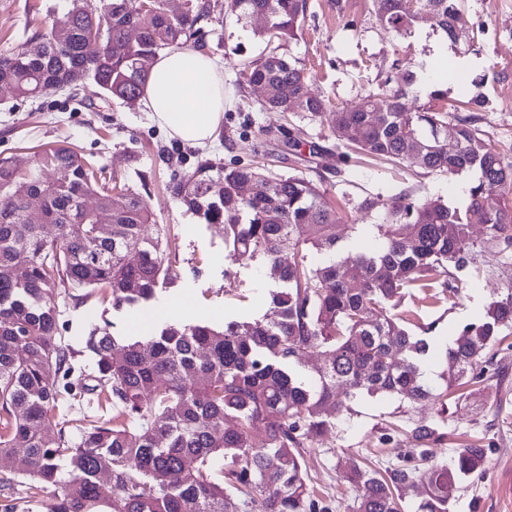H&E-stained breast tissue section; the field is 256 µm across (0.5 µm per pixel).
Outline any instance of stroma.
<instances>
[{
	"instance_id": "stroma-1",
	"label": "stroma",
	"mask_w": 512,
	"mask_h": 512,
	"mask_svg": "<svg viewBox=\"0 0 512 512\" xmlns=\"http://www.w3.org/2000/svg\"><path fill=\"white\" fill-rule=\"evenodd\" d=\"M208 23V53L224 63V117L214 139L191 146L169 137L143 107L127 108L87 85L77 98L50 92L35 100L16 99L0 88V157L24 169L37 147L63 142L106 166L109 172L145 193L155 217L146 235L166 227L176 239L177 257L164 281L146 305L113 308L102 292L66 300L60 305L59 334L75 350L74 364L87 379L97 374L96 357L85 348L92 328L117 336H134V319L144 316L154 326L204 321L251 320L271 314L269 292L276 283L262 260L238 265L224 258V236L218 225L198 223L166 189L172 173L191 169L198 161H232L260 165L281 175H299L319 184L326 197L341 207L349 227L337 257L376 247L375 214L360 211L365 196L388 200L402 191L416 196H441L459 205V183L469 175L448 179L411 164H393L365 156L337 163L342 144L327 125L299 112H263L259 97L242 75L241 62L265 52L255 23L237 21L226 12L225 0H215ZM305 23L285 46L313 74L312 95L331 105L356 106L362 96L408 87L409 109L428 102L433 90L445 94L449 110L462 109L481 97L480 126L492 143L512 160V0H462L473 26L465 37L450 41L432 20L416 18L411 34L400 35L377 20L374 0H308ZM66 0H0V52H20L51 13L62 12ZM447 50L452 67L448 77L429 80L440 50ZM418 78L406 85L409 71ZM463 291L455 304H423L419 293L406 297L403 307L432 324L438 346L453 340L463 326L480 320L490 298L512 285V264L494 261L468 266L458 274ZM500 367L497 379L485 383L467 403L450 407L439 418L428 405L411 407L385 395L365 397L343 415L337 428L324 435L305 456L308 483L324 503H350L353 491L339 474L341 460L370 459L385 469L397 451L382 444L384 427L394 423L440 425L447 439L435 453L452 460L470 443L487 450L485 473L464 482L449 512H512V348L485 352Z\"/></svg>"
}]
</instances>
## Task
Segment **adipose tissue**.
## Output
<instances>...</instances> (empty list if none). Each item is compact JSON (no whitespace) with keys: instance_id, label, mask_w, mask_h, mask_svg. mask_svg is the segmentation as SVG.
I'll return each mask as SVG.
<instances>
[{"instance_id":"1","label":"adipose tissue","mask_w":512,"mask_h":512,"mask_svg":"<svg viewBox=\"0 0 512 512\" xmlns=\"http://www.w3.org/2000/svg\"><path fill=\"white\" fill-rule=\"evenodd\" d=\"M141 101L170 137L206 144L224 116V67L199 50L162 54L150 68Z\"/></svg>"}]
</instances>
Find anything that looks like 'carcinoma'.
<instances>
[{
    "label": "carcinoma",
    "mask_w": 512,
    "mask_h": 512,
    "mask_svg": "<svg viewBox=\"0 0 512 512\" xmlns=\"http://www.w3.org/2000/svg\"><path fill=\"white\" fill-rule=\"evenodd\" d=\"M68 0L21 53H0V87L17 98L77 88V78L132 108L162 53L203 49L210 0ZM377 20L397 33L417 13L458 38L460 0H377ZM237 20L261 16L268 52L244 63L251 85L272 95L261 109L305 112L328 124L341 143L371 157L409 161L454 177L473 174L464 206L401 193L366 197L377 212L380 247L336 260L342 214L311 181L259 167L219 166L209 159L171 177L167 188L202 224H221L225 258H262L285 287L272 292L278 319L171 324L140 337L93 329L85 347L97 358V399L112 418L67 431L64 406L86 389L75 352L58 339V303L77 290L110 294L119 308L155 294L176 249L155 223L145 198L106 168L64 145L35 154L23 175L0 158V456L26 450L22 499L5 496L0 512L39 503L45 512H323L307 483L302 451L360 398L389 394L407 405L428 402L448 412V392H471L498 375L486 349L512 334V287L492 298L485 318L467 324L448 345L443 384L428 386L420 364L432 325L421 334L398 312L408 290L435 302L458 297L459 278L480 257L512 261V162L484 138L479 117L428 105L416 111L399 89L372 92L354 108L331 109L308 90L309 76L283 53L304 23L308 0H227ZM137 31L136 37L129 30ZM100 51L88 52L90 40ZM453 137H448V119ZM46 170L55 173L43 180ZM246 183L254 187L241 194ZM42 198L41 223H28L27 194ZM95 195L93 212L82 207ZM54 234L43 232V225ZM111 225L103 235L97 225ZM479 226L477 242L470 229ZM329 260L314 264L312 257ZM26 267L23 277L15 275ZM321 364L304 371L303 357ZM266 443H252L255 426ZM401 463L384 471L343 464L354 488L348 512H405L404 494L424 489L417 512H449L464 481L484 472L483 448H462L452 465L434 459L443 433L428 425L403 429ZM116 493L101 497L99 478Z\"/></svg>",
    "instance_id": "cac0c4a2"
}]
</instances>
